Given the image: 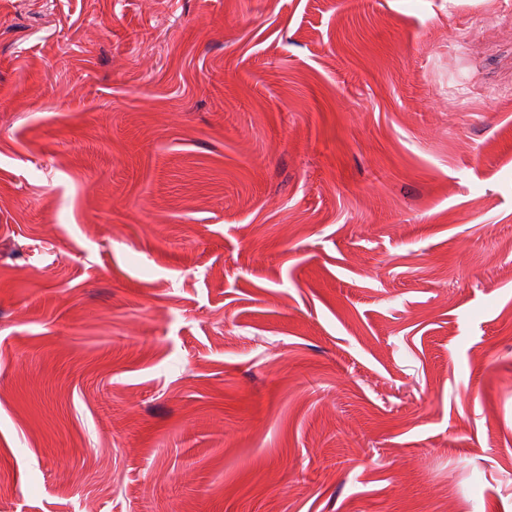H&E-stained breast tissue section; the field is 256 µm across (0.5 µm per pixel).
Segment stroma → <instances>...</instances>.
Here are the masks:
<instances>
[{"label": "stroma", "instance_id": "1", "mask_svg": "<svg viewBox=\"0 0 512 512\" xmlns=\"http://www.w3.org/2000/svg\"><path fill=\"white\" fill-rule=\"evenodd\" d=\"M0 512H512V0H0Z\"/></svg>", "mask_w": 512, "mask_h": 512}]
</instances>
